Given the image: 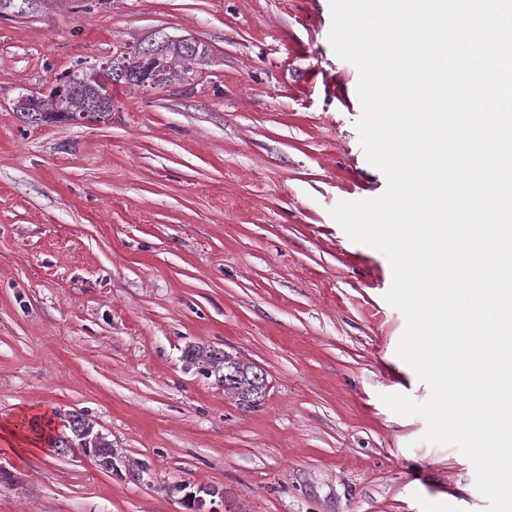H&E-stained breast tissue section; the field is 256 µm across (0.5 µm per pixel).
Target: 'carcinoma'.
Segmentation results:
<instances>
[{
    "mask_svg": "<svg viewBox=\"0 0 512 512\" xmlns=\"http://www.w3.org/2000/svg\"><path fill=\"white\" fill-rule=\"evenodd\" d=\"M209 57L208 49L201 43H196V49L189 53L179 42L168 44L163 58V65L155 73L159 86H172L177 83L189 82L190 75L198 72V66ZM59 83L81 84L83 92L71 97L61 105L65 111H59L60 105L50 96H31L28 101L38 108L34 113L37 123H55L64 121H80L93 115L96 119L110 121L112 113H90L93 106L102 100H112L108 84L103 78V71L98 66L81 67L63 72L58 78ZM187 366L197 369V372L224 391L234 395L238 400L250 405L261 402L266 388V380L260 376L261 370L254 365H248L221 349L206 348L192 345L184 352ZM69 433L51 435L42 433L44 441L52 448H92L93 457L99 465L117 475L126 473L138 476L147 470L144 463L131 461L118 449L112 447V442L88 421L85 414L75 412L66 419Z\"/></svg>",
    "mask_w": 512,
    "mask_h": 512,
    "instance_id": "1",
    "label": "carcinoma"
}]
</instances>
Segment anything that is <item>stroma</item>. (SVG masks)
I'll return each instance as SVG.
<instances>
[{"mask_svg": "<svg viewBox=\"0 0 512 512\" xmlns=\"http://www.w3.org/2000/svg\"><path fill=\"white\" fill-rule=\"evenodd\" d=\"M330 0H55L0 16V423L86 414L125 456L0 445V512H487L472 463L381 401L430 390L396 354L387 257L332 218L385 175L355 127L359 73ZM208 65L112 89L102 124L34 126L19 94L147 35ZM261 367L251 406L187 368V346Z\"/></svg>", "mask_w": 512, "mask_h": 512, "instance_id": "obj_1", "label": "stroma"}]
</instances>
